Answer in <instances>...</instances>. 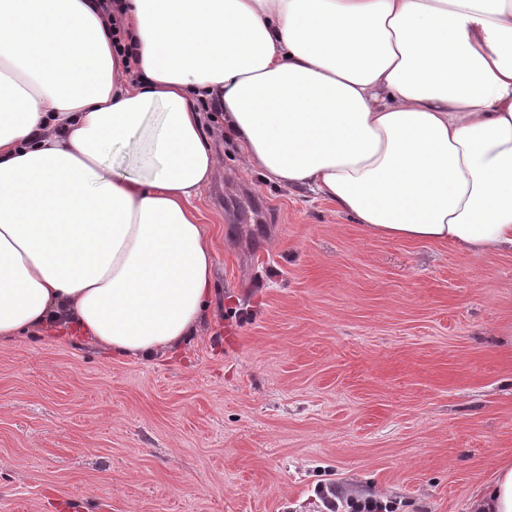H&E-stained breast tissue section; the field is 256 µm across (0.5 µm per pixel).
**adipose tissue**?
I'll list each match as a JSON object with an SVG mask.
<instances>
[{
	"label": "adipose tissue",
	"instance_id": "ef3b65f1",
	"mask_svg": "<svg viewBox=\"0 0 512 512\" xmlns=\"http://www.w3.org/2000/svg\"><path fill=\"white\" fill-rule=\"evenodd\" d=\"M93 2L0 0V342L194 336L211 103L246 168L369 236L512 249V0H122L134 82ZM470 512H512V465Z\"/></svg>",
	"mask_w": 512,
	"mask_h": 512
}]
</instances>
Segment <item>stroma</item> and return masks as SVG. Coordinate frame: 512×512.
<instances>
[{
	"label": "stroma",
	"mask_w": 512,
	"mask_h": 512,
	"mask_svg": "<svg viewBox=\"0 0 512 512\" xmlns=\"http://www.w3.org/2000/svg\"><path fill=\"white\" fill-rule=\"evenodd\" d=\"M213 143L214 305L189 343H0V512H321L329 483L469 512L512 463V252L368 236Z\"/></svg>",
	"instance_id": "35a3bbf8"
}]
</instances>
